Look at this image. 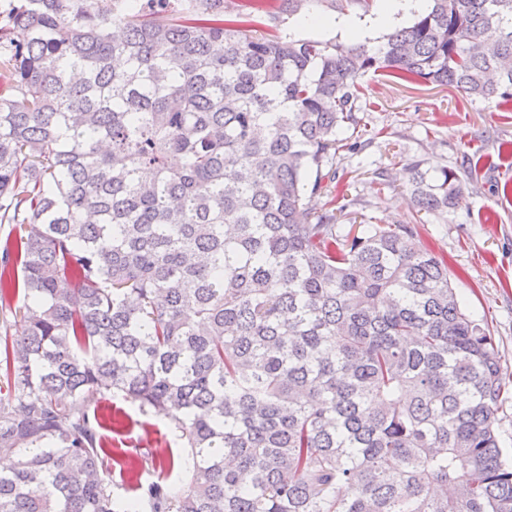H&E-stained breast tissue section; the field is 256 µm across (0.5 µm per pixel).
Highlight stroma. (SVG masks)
I'll return each mask as SVG.
<instances>
[{"label":"stroma","mask_w":512,"mask_h":512,"mask_svg":"<svg viewBox=\"0 0 512 512\" xmlns=\"http://www.w3.org/2000/svg\"><path fill=\"white\" fill-rule=\"evenodd\" d=\"M362 85L361 146L337 154L336 175L327 183L348 202L337 228L414 224L415 242L447 259L462 306L488 323L501 375L512 385V102L488 104L454 87L370 73ZM418 162L453 171L463 201L440 214L415 215L408 168ZM100 406L119 420L101 437L138 462L134 480L115 467L105 471L115 494L136 496L141 485L166 478L160 461L179 446L172 420L119 395Z\"/></svg>","instance_id":"35a3bbf8"}]
</instances>
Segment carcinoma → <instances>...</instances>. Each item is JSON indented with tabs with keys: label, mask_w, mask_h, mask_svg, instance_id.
<instances>
[{
	"label": "carcinoma",
	"mask_w": 512,
	"mask_h": 512,
	"mask_svg": "<svg viewBox=\"0 0 512 512\" xmlns=\"http://www.w3.org/2000/svg\"><path fill=\"white\" fill-rule=\"evenodd\" d=\"M432 2L372 45L224 0H10L0 512H512L494 336L414 227L318 204L363 75L512 101V0ZM409 173L418 213L464 197ZM107 392L178 425L180 483L114 495Z\"/></svg>",
	"instance_id": "obj_1"
}]
</instances>
